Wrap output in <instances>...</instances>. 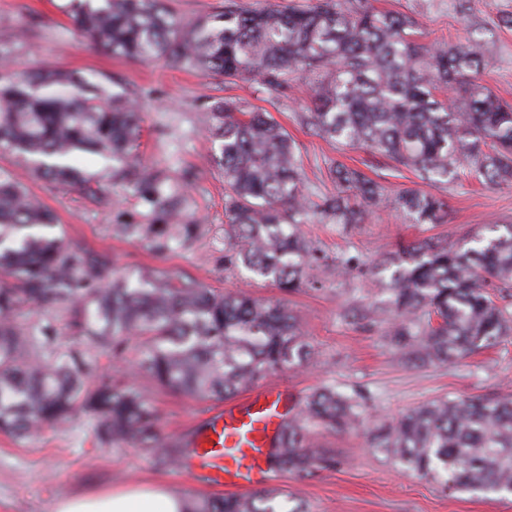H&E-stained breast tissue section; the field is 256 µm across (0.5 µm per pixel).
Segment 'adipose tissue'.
I'll return each mask as SVG.
<instances>
[{"label":"adipose tissue","instance_id":"1","mask_svg":"<svg viewBox=\"0 0 512 512\" xmlns=\"http://www.w3.org/2000/svg\"><path fill=\"white\" fill-rule=\"evenodd\" d=\"M195 502L161 483L103 488L89 495L59 497L53 512H194Z\"/></svg>","mask_w":512,"mask_h":512}]
</instances>
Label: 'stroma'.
I'll return each instance as SVG.
<instances>
[{
  "mask_svg": "<svg viewBox=\"0 0 512 512\" xmlns=\"http://www.w3.org/2000/svg\"><path fill=\"white\" fill-rule=\"evenodd\" d=\"M382 11L415 18L422 42L455 43L482 40L488 48L482 80L504 101L512 103V0H370ZM73 0H0V21L32 15L38 27L19 43L11 57L0 58V75L30 67L75 70L89 83L114 93H135L142 113L139 148L143 160L175 169L193 168L189 192L200 226L187 248L160 257L142 243L118 232L124 222H143L145 207L127 188L113 187L109 197L86 200L75 190L35 178L30 162L0 151V171L22 184L58 217L56 229L71 247L103 251L118 271L143 269L177 273L219 291H245L263 299H285L315 348L313 363L287 368L265 378L268 386L287 387L288 409L297 411L314 387L327 383L344 391L359 390L369 399L363 423L346 433L317 431L314 440L336 458L335 467L297 480L276 475L273 485L297 492L310 512H512V495L493 492L449 493L436 483L406 474L384 454L370 448L369 428L397 418L407 409L443 396L498 398L512 395V335L447 365L412 368L400 363L386 336L385 325L359 328L343 312L352 302L385 299L374 268L400 245L423 238L451 245L490 236L495 224H512V187H487L467 174L436 183H421L407 169L365 148H349L319 137L299 122L308 90L289 98H272L247 80L225 85L222 79L195 71L165 68L115 58L85 45L73 30ZM232 96L245 108L267 109L294 138L303 161L305 180L321 195L336 191L330 166L344 163L384 184L388 195L422 188L447 199L445 223L415 224L397 214L390 203L371 207L363 223L343 226L328 221L303 225L305 236L321 251L311 273L317 285L282 295L279 288L248 279L246 271L224 265V171L213 155L217 149L208 127V108L216 98ZM345 256L356 264L346 276L333 269ZM109 372L127 376L151 389L157 401L163 436L176 437L206 422L204 408L223 409L224 400L172 395L152 389L134 367L133 354L119 361L101 359ZM142 481L165 484L199 501L227 495L222 486L206 483L179 468L154 465L132 444L99 442L91 414L79 413L70 423L45 428L39 435L15 438L0 433V512H52L63 495L84 494L103 486Z\"/></svg>",
  "mask_w": 512,
  "mask_h": 512,
  "instance_id": "obj_1",
  "label": "stroma"
}]
</instances>
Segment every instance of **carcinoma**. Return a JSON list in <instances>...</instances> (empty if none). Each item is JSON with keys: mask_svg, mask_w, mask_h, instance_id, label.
I'll use <instances>...</instances> for the list:
<instances>
[{"mask_svg": "<svg viewBox=\"0 0 512 512\" xmlns=\"http://www.w3.org/2000/svg\"><path fill=\"white\" fill-rule=\"evenodd\" d=\"M87 44L114 57L161 61L228 82L255 81L277 97L310 90L299 115L315 134L376 150L423 182L460 170L490 185L512 184V106L480 82L486 47L479 41L422 43L417 21L376 10L369 0H314L306 8L222 9L191 22L165 0H76L69 15ZM224 170V263L291 294L313 284L317 248L301 226L320 213L334 224H359L364 206L382 201V186L358 168L329 169L336 195L314 202L305 190L296 145L272 114L247 111L233 98L209 108ZM141 116L132 94L86 85L67 70L22 71L0 80V148L34 157L35 173L78 187L98 200L104 187L50 157L107 153L112 183L147 206L148 223L127 222L120 233L146 242L157 255L194 241L186 188L194 174L147 165L137 153ZM393 208L416 224H441L447 200L401 190ZM54 213L0 172V433L23 437L65 424L76 408L97 417L96 436L133 442L159 467L191 469L193 433L169 440L156 429L157 409L122 375L99 373L102 356L125 355L139 340L137 369L177 394L228 398L268 374L301 366L313 349L288 306L245 293H220L163 274H114L105 252L71 248L50 234ZM476 245L429 241L401 246L384 291L389 298L350 305L356 325L385 323L398 359L413 366L446 364L512 334V304L491 291L512 290V224ZM24 305L34 319L21 327ZM56 311L95 348H55ZM367 408L359 392L333 385L313 391L277 430L267 465L305 477L333 458L312 429L346 431ZM370 447L444 490L512 493V396L439 397L377 425ZM276 487L248 496L203 501L196 512H307Z\"/></svg>", "mask_w": 512, "mask_h": 512, "instance_id": "carcinoma-1", "label": "carcinoma"}]
</instances>
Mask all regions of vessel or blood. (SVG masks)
<instances>
[{"mask_svg": "<svg viewBox=\"0 0 512 512\" xmlns=\"http://www.w3.org/2000/svg\"><path fill=\"white\" fill-rule=\"evenodd\" d=\"M287 401V390L264 387L210 414L193 439L199 473L228 488L266 484L269 442Z\"/></svg>", "mask_w": 512, "mask_h": 512, "instance_id": "b4317fda", "label": "vessel or blood"}]
</instances>
